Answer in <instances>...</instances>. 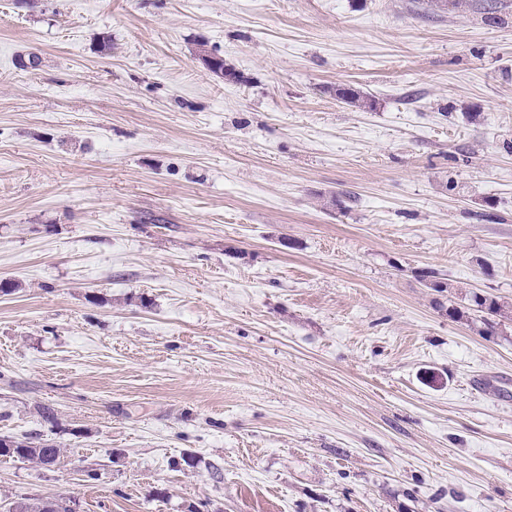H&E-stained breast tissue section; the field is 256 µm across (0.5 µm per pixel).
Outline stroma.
<instances>
[{
	"mask_svg": "<svg viewBox=\"0 0 512 512\" xmlns=\"http://www.w3.org/2000/svg\"><path fill=\"white\" fill-rule=\"evenodd\" d=\"M482 5L0 0V436L62 450L0 457V512H512ZM14 439L7 438L10 448L2 450L0 447V456L33 462L42 467H52L60 459L61 448L44 441L39 436L25 437L24 440ZM50 500L46 499H38V498H21L20 501L14 502L10 507L8 512H72L69 505L63 503L62 501H49L54 505V509L46 510L44 509V502ZM12 506H15L16 509L20 511H11Z\"/></svg>",
	"mask_w": 512,
	"mask_h": 512,
	"instance_id": "35a3bbf8",
	"label": "stroma"
}]
</instances>
